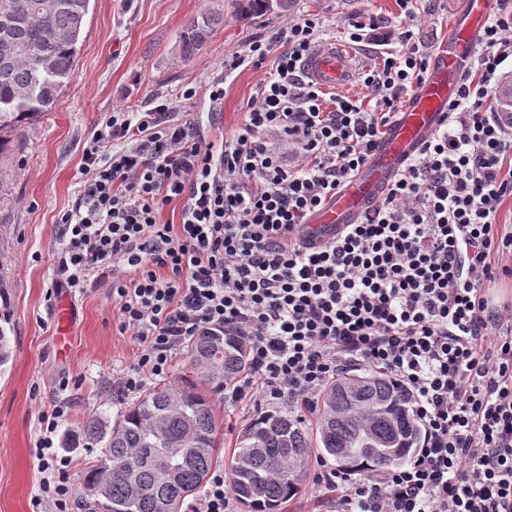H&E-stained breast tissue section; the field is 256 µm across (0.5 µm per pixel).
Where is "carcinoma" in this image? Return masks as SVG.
Listing matches in <instances>:
<instances>
[{"label": "carcinoma", "mask_w": 512, "mask_h": 512, "mask_svg": "<svg viewBox=\"0 0 512 512\" xmlns=\"http://www.w3.org/2000/svg\"><path fill=\"white\" fill-rule=\"evenodd\" d=\"M40 0H0V160L15 153L13 133L54 109L69 83L90 0H58L38 12ZM292 0H236L244 17L288 10ZM218 18L202 13L180 37L189 59L206 44ZM500 112L512 121V80L499 90ZM10 299L0 287V368L10 358ZM189 358L203 385L155 387L128 406L118 420H99L80 431L99 453L82 479L101 512H180L197 495L218 460V425L211 395L248 368L247 346L227 330L206 329L189 345ZM373 415L368 425L334 417L347 404L351 383ZM263 436L264 447H252ZM422 430L408 393L386 374L365 369L339 373L326 386L316 433L286 411H266L243 428L225 461L236 499L248 512H282L305 487L313 449L334 459L342 470L401 466L419 448Z\"/></svg>", "instance_id": "1"}]
</instances>
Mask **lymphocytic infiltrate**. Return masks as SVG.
<instances>
[{"label": "lymphocytic infiltrate", "instance_id": "obj_1", "mask_svg": "<svg viewBox=\"0 0 512 512\" xmlns=\"http://www.w3.org/2000/svg\"><path fill=\"white\" fill-rule=\"evenodd\" d=\"M323 27L291 19L225 70L265 69L238 129L205 139L171 102L112 113L83 151L84 180L58 218L68 288L106 280L118 332L138 346L127 393L165 375L207 328L242 336L250 367L226 399L314 408L352 367L384 370L413 400L423 435L404 466L323 467L330 512H512V126L493 107L512 56V13L489 19L476 76L444 129L393 179L384 200L314 246L309 215L359 171L429 67L412 26L367 15L349 39L395 42L362 71L367 100L325 96L302 65ZM181 201L178 223L163 208ZM63 407L43 416L34 455L49 472L31 512H70L69 457L55 446Z\"/></svg>", "mask_w": 512, "mask_h": 512}]
</instances>
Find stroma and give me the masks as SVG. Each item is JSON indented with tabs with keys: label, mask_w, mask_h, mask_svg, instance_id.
I'll use <instances>...</instances> for the list:
<instances>
[{
	"label": "stroma",
	"mask_w": 512,
	"mask_h": 512,
	"mask_svg": "<svg viewBox=\"0 0 512 512\" xmlns=\"http://www.w3.org/2000/svg\"><path fill=\"white\" fill-rule=\"evenodd\" d=\"M457 0H293L287 13L245 18L235 0H90L71 80L53 111L16 132V152L0 164V285L11 297L12 358L0 374V512H30L42 478L32 448L41 417L61 406L60 435L83 421H115L136 394L120 390L137 348L119 335L112 296L104 284L87 291L60 287L62 249L57 219L70 209L83 179V149L116 110L139 112L157 96H173L179 117L206 138L233 133L263 70L225 72L224 58L249 42L269 38L287 17L321 18L320 43L347 44L344 26L374 14L393 28L413 19L414 31L436 52L448 37ZM219 22L201 51L183 58L179 36L201 13ZM224 80V100L212 105L207 86ZM196 88L190 100L181 87ZM70 385L58 386L60 376ZM229 457L238 433L258 413L251 402L225 404L212 396Z\"/></svg>",
	"instance_id": "stroma-1"
}]
</instances>
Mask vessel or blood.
I'll list each match as a JSON object with an SVG mask.
<instances>
[{"mask_svg": "<svg viewBox=\"0 0 512 512\" xmlns=\"http://www.w3.org/2000/svg\"><path fill=\"white\" fill-rule=\"evenodd\" d=\"M459 3L447 40L434 56L424 80L398 110L378 147L352 181L310 215L305 235L315 244L332 242L345 225L358 223L407 162L447 123L448 105L473 66L481 33L499 0ZM351 59L346 47L329 44L316 49L304 61L303 69L311 82L336 90L349 82Z\"/></svg>", "mask_w": 512, "mask_h": 512, "instance_id": "b4317fda", "label": "vessel or blood"}]
</instances>
